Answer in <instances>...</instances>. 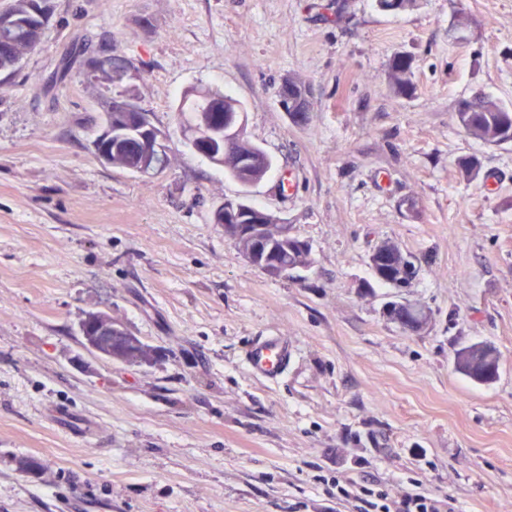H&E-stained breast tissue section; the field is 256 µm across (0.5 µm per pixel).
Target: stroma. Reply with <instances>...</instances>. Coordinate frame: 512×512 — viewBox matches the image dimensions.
<instances>
[{
  "label": "stroma",
  "instance_id": "obj_1",
  "mask_svg": "<svg viewBox=\"0 0 512 512\" xmlns=\"http://www.w3.org/2000/svg\"><path fill=\"white\" fill-rule=\"evenodd\" d=\"M81 44L127 66L168 135L159 172L98 159L113 91L82 60L48 87ZM289 77L309 88L303 125L277 102ZM199 84L242 105L273 161L261 183L187 144L176 109ZM477 95L512 108V0H55L0 82V512H60L77 492L84 512H372L337 490L365 475L392 512L420 491L440 512H512V142L457 127ZM239 196L291 224L310 266H253L212 219ZM385 240L418 258L404 294L423 332L383 314L397 291L369 256ZM91 312L157 360L84 351ZM271 332L295 348L275 384L241 361ZM475 342L498 350L492 383L454 369ZM412 62V57L406 55L394 56L391 61L390 80L396 95L409 96L415 89Z\"/></svg>",
  "mask_w": 512,
  "mask_h": 512
}]
</instances>
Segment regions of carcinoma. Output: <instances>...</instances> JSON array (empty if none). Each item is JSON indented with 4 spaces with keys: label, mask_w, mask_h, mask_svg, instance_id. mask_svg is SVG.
I'll return each instance as SVG.
<instances>
[{
    "label": "carcinoma",
    "mask_w": 512,
    "mask_h": 512,
    "mask_svg": "<svg viewBox=\"0 0 512 512\" xmlns=\"http://www.w3.org/2000/svg\"><path fill=\"white\" fill-rule=\"evenodd\" d=\"M32 3L33 0H8L6 3L7 13L12 17V27L0 29V75L8 79L17 74L15 61L24 59L36 50L46 30L33 18ZM412 62V57L406 55H397L391 61L390 80L394 93L399 96H409L414 91ZM198 90L200 87L191 86L182 94L177 112L184 117L183 130H196L206 135L216 153L222 155L220 166L233 179L246 181L265 177L272 169L271 159L265 155L259 165H243V160L251 159L259 153L256 144L244 135L229 149H224V124L215 121L214 113L208 109L207 104L194 97ZM507 111L509 108L493 98L475 96L459 104L454 117L461 128L473 133L475 139L488 145H498L500 116ZM104 126L113 130H129L121 143L112 144V166L123 170L140 167L142 154L127 146V143L136 140L134 132L130 131L132 121L128 113L107 109L104 113ZM286 229L288 225L278 223L264 229L267 248L285 269H294L298 264L307 267L310 259H301L285 247L282 237ZM454 365L458 372L479 384L490 382L498 372V362L488 359L486 353L477 350L474 344L456 351Z\"/></svg>",
    "instance_id": "1"
}]
</instances>
